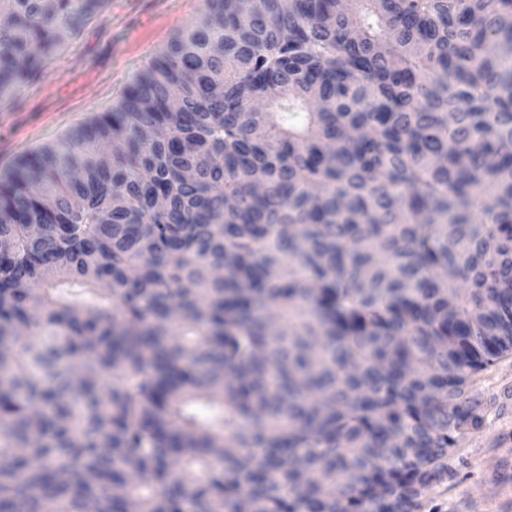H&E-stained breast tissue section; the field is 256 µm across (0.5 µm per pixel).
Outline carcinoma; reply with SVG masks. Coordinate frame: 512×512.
<instances>
[{"mask_svg": "<svg viewBox=\"0 0 512 512\" xmlns=\"http://www.w3.org/2000/svg\"><path fill=\"white\" fill-rule=\"evenodd\" d=\"M108 0H0V99ZM0 175V512H443L512 398V0H206Z\"/></svg>", "mask_w": 512, "mask_h": 512, "instance_id": "cac0c4a2", "label": "carcinoma"}]
</instances>
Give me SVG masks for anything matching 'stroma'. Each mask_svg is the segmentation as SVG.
Instances as JSON below:
<instances>
[{"label": "stroma", "mask_w": 512, "mask_h": 512, "mask_svg": "<svg viewBox=\"0 0 512 512\" xmlns=\"http://www.w3.org/2000/svg\"><path fill=\"white\" fill-rule=\"evenodd\" d=\"M205 0H110L39 78L0 102V174L24 153L62 138L90 116L112 107L134 75L159 50L197 21ZM512 412L466 443L470 466L484 483L466 480L437 490L454 512H497L493 502L512 499V482H488L505 451L495 445Z\"/></svg>", "instance_id": "obj_1"}]
</instances>
